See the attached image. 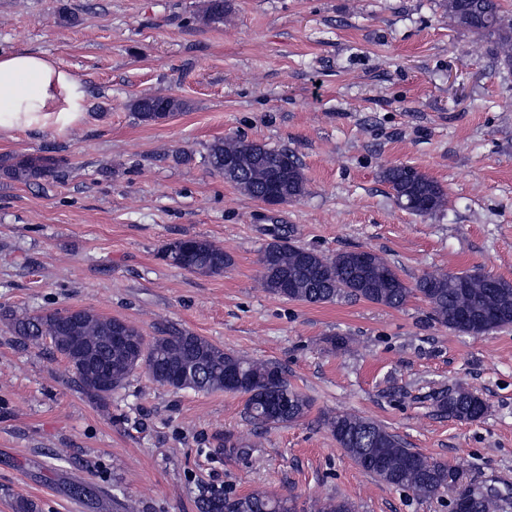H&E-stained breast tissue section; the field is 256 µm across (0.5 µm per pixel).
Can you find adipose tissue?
<instances>
[{
    "label": "adipose tissue",
    "mask_w": 512,
    "mask_h": 512,
    "mask_svg": "<svg viewBox=\"0 0 512 512\" xmlns=\"http://www.w3.org/2000/svg\"><path fill=\"white\" fill-rule=\"evenodd\" d=\"M83 84L42 54H0V140L16 133H66L86 115Z\"/></svg>",
    "instance_id": "1"
}]
</instances>
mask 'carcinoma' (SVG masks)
<instances>
[{
    "instance_id": "cac0c4a2",
    "label": "carcinoma",
    "mask_w": 512,
    "mask_h": 512,
    "mask_svg": "<svg viewBox=\"0 0 512 512\" xmlns=\"http://www.w3.org/2000/svg\"><path fill=\"white\" fill-rule=\"evenodd\" d=\"M448 14L462 27L486 33L498 45L499 59L512 67V25L505 24L499 0H446ZM227 0H207L204 20L224 22ZM188 104L162 94L146 95L133 103L143 123L165 120L183 112ZM63 159L54 155L24 154L0 158V172L24 182L53 177ZM210 172L234 183L256 200L274 191L288 203L307 193V182L295 155L286 150L226 137L211 143L202 156ZM395 203L419 216L443 210L446 193L441 185L408 165L390 167L382 173ZM188 253L172 266L190 273L211 275L224 272L232 263L224 248L199 238L187 239ZM261 287L289 301L307 304L335 302L342 297L365 300L399 308L414 296H421L442 326L470 336H484L512 326V283L490 273H428L408 286L395 267L370 250H351L327 257L314 249L295 246L282 239L267 244L261 254ZM71 309L16 317L3 315L12 335L33 347L50 341L63 353L68 332L65 325ZM82 315L81 336L90 351L86 360L66 358L71 379L87 395L103 402L121 388L138 370L136 359L149 364L148 374L161 386L175 390L210 391L224 389L247 396L245 413L254 423L269 426L302 419L309 401L288 386L281 368L270 362L241 358L227 353L203 336L186 330L161 331L151 338L134 325L102 316L91 309ZM136 339V348L108 344L116 329ZM111 375V385H97L99 373ZM240 376L239 385L226 383L229 374ZM275 394L288 396V409L268 407ZM438 411L462 421L484 416L488 403L462 388L450 390L437 400ZM337 445L366 473L377 480L412 490L424 499L440 497L457 483L455 469L448 463L405 446L402 439L383 425L350 413H338L326 420ZM199 512H297L292 496H271L253 492L228 497L219 490L200 495ZM314 512H355L346 499L329 498L313 505ZM454 512H512V489L476 484L461 485L453 499Z\"/></svg>"
}]
</instances>
